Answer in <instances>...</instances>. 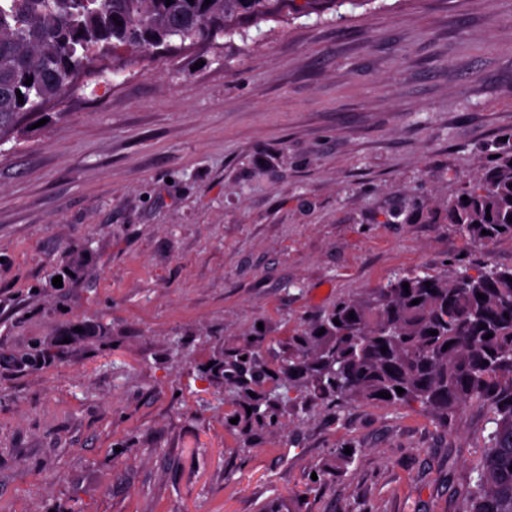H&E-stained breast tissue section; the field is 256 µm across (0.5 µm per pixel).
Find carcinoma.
<instances>
[{
	"instance_id": "cac0c4a2",
	"label": "carcinoma",
	"mask_w": 512,
	"mask_h": 512,
	"mask_svg": "<svg viewBox=\"0 0 512 512\" xmlns=\"http://www.w3.org/2000/svg\"><path fill=\"white\" fill-rule=\"evenodd\" d=\"M345 1L364 2L0 0V140L15 134L24 116L71 90L73 75L98 57L132 66L156 58L173 40L243 37L262 22ZM448 223L471 241L512 237V150L448 199ZM210 361L198 368L200 379L222 389L231 407L224 425L238 431L246 447L257 437L283 436L289 417L320 406L416 404L446 424L479 403L493 414L496 428L466 491V512H512V267L485 265L452 279L399 275L363 297L337 301L284 340L271 341L254 326L216 345ZM235 417L238 422L230 423ZM352 458L338 449L317 476L336 473ZM294 502L292 496L274 498L260 512H294Z\"/></svg>"
}]
</instances>
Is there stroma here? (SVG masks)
<instances>
[{
  "label": "stroma",
  "instance_id": "stroma-1",
  "mask_svg": "<svg viewBox=\"0 0 512 512\" xmlns=\"http://www.w3.org/2000/svg\"><path fill=\"white\" fill-rule=\"evenodd\" d=\"M511 147L512 0L346 4L80 70L0 143V512H259L346 446L298 512H462L486 407L353 402L243 451L196 367L396 272L512 267L446 208ZM350 449H352V453L350 455L345 454V448H339L334 454L326 458L316 470L318 480H313L310 478V481L317 483V481L321 480V476L324 477L325 475H332L336 473L337 470L346 467L349 463H351L352 458L356 452L355 448Z\"/></svg>",
  "mask_w": 512,
  "mask_h": 512
}]
</instances>
